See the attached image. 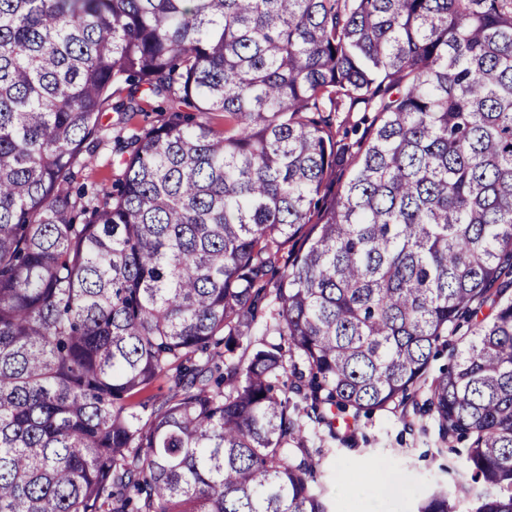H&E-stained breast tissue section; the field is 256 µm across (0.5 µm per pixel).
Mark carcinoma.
<instances>
[{
  "instance_id": "obj_1",
  "label": "carcinoma",
  "mask_w": 512,
  "mask_h": 512,
  "mask_svg": "<svg viewBox=\"0 0 512 512\" xmlns=\"http://www.w3.org/2000/svg\"><path fill=\"white\" fill-rule=\"evenodd\" d=\"M410 403L512 512V0H0V512H336L302 416ZM112 146L110 143L99 151L95 162L79 173L77 184H85L90 191L101 195L112 191V183L120 174L117 165H112Z\"/></svg>"
}]
</instances>
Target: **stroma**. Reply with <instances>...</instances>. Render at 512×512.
<instances>
[{
  "label": "stroma",
  "mask_w": 512,
  "mask_h": 512,
  "mask_svg": "<svg viewBox=\"0 0 512 512\" xmlns=\"http://www.w3.org/2000/svg\"><path fill=\"white\" fill-rule=\"evenodd\" d=\"M303 442L318 463L321 482L334 493L340 512H414L439 464L461 473L465 458L448 450L433 416L413 411H379L356 422L331 426L306 423ZM386 464L371 470L375 460ZM367 483L361 496L343 490L346 475Z\"/></svg>",
  "instance_id": "stroma-1"
}]
</instances>
